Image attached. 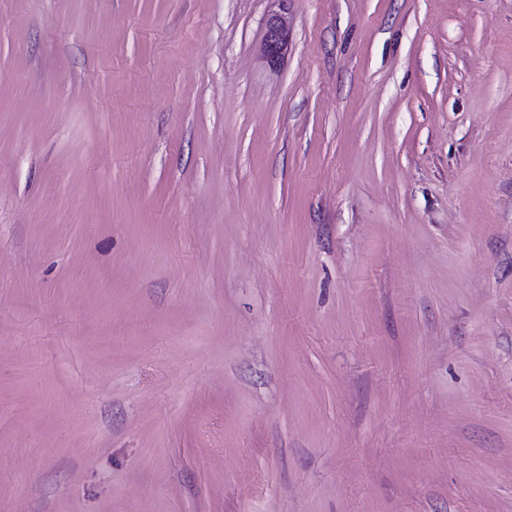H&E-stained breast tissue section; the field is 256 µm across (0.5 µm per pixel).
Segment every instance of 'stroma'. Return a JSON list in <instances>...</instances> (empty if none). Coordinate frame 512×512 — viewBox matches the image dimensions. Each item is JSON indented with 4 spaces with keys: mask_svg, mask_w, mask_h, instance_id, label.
Segmentation results:
<instances>
[{
    "mask_svg": "<svg viewBox=\"0 0 512 512\" xmlns=\"http://www.w3.org/2000/svg\"><path fill=\"white\" fill-rule=\"evenodd\" d=\"M0 0V512H512V0ZM291 0H276L279 12L272 13L266 22L263 43V60L270 67H277L288 53L290 35L281 19V12L288 10Z\"/></svg>",
    "mask_w": 512,
    "mask_h": 512,
    "instance_id": "obj_1",
    "label": "stroma"
}]
</instances>
